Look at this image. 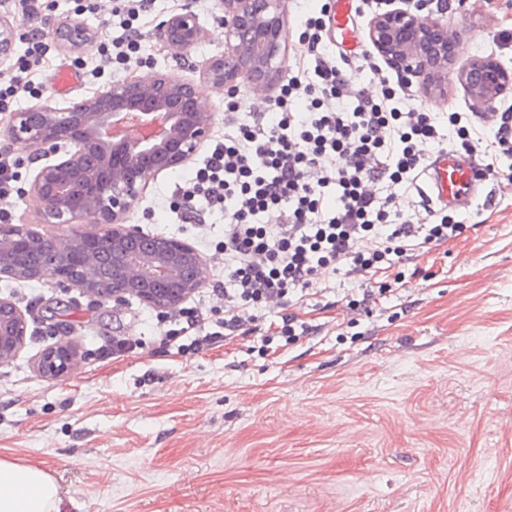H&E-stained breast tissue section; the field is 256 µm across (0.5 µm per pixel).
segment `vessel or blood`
<instances>
[{
  "label": "vessel or blood",
  "instance_id": "b4317fda",
  "mask_svg": "<svg viewBox=\"0 0 512 512\" xmlns=\"http://www.w3.org/2000/svg\"><path fill=\"white\" fill-rule=\"evenodd\" d=\"M354 0H329V24L340 45L356 52L359 47L353 16ZM488 174L476 154L439 150L431 154L423 171L422 193L430 204L466 208L486 187Z\"/></svg>",
  "mask_w": 512,
  "mask_h": 512
}]
</instances>
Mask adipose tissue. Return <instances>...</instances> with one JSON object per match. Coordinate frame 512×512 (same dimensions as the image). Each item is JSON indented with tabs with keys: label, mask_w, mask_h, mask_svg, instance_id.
Returning <instances> with one entry per match:
<instances>
[{
	"label": "adipose tissue",
	"mask_w": 512,
	"mask_h": 512,
	"mask_svg": "<svg viewBox=\"0 0 512 512\" xmlns=\"http://www.w3.org/2000/svg\"><path fill=\"white\" fill-rule=\"evenodd\" d=\"M68 503L42 467L0 458V512H66Z\"/></svg>",
	"instance_id": "obj_1"
}]
</instances>
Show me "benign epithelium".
Wrapping results in <instances>:
<instances>
[{"label":"benign epithelium","instance_id":"7a95c632","mask_svg":"<svg viewBox=\"0 0 512 512\" xmlns=\"http://www.w3.org/2000/svg\"><path fill=\"white\" fill-rule=\"evenodd\" d=\"M224 37L230 51L212 60L203 81L234 92L258 93L282 77L281 52L287 41L283 0H220ZM59 44L82 50L94 42L77 20L57 25ZM14 27L0 19V62L8 59ZM205 36L189 8L170 14L154 37L186 51ZM373 47L396 70L420 80L430 94L448 78L456 40L448 26L397 8L376 15L369 29ZM459 83L483 105L512 83L495 59H473L457 72ZM214 113L199 86L173 74L116 79L93 95L57 108L43 103L14 112L0 133L45 160L26 194L38 204L44 224H95L94 232L47 235L33 228L0 224V275L66 282L83 294L123 303L135 297L155 308L181 305L202 287L201 255L189 243L166 236L145 238L126 216L159 174L175 169L210 138ZM59 252L65 268L30 264V252ZM26 319L11 300L0 299V363L11 361L25 344ZM76 354L68 342L46 348L38 370L50 377L70 371Z\"/></svg>","mask_w":512,"mask_h":512}]
</instances>
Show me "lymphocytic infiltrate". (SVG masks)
I'll return each mask as SVG.
<instances>
[{
  "label": "lymphocytic infiltrate",
  "instance_id": "lymphocytic-infiltrate-1",
  "mask_svg": "<svg viewBox=\"0 0 512 512\" xmlns=\"http://www.w3.org/2000/svg\"><path fill=\"white\" fill-rule=\"evenodd\" d=\"M80 13H106L110 37L100 43L92 76L141 65L145 37L139 19L148 0H76ZM26 48L0 71V112L36 89L34 77L55 45L40 0H19ZM329 28L324 15L308 17L300 53L314 68L297 67L268 111L238 124L176 190L174 208L184 223H199L196 204L224 210V266L212 291L224 298L218 330L249 336L260 318L279 313L265 343L295 341L310 326L287 312L290 292L306 291L342 273L361 279L358 305L369 308L390 287L383 274L409 264L427 246H440L463 226L447 210L429 223L403 214L383 182L416 184L431 149L443 143V125L429 112L407 108L405 87L383 84L380 95L358 90L340 66L319 54ZM453 112L461 147L482 156L489 176L500 157L512 156V113H501L490 142L472 137ZM377 238L375 248L362 247Z\"/></svg>",
  "mask_w": 512,
  "mask_h": 512
}]
</instances>
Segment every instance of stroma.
Here are the masks:
<instances>
[{"mask_svg":"<svg viewBox=\"0 0 512 512\" xmlns=\"http://www.w3.org/2000/svg\"><path fill=\"white\" fill-rule=\"evenodd\" d=\"M205 38L183 54L146 40L148 65L131 77L172 73L199 83L215 112L214 136L266 111L274 89L241 91L233 112L203 84L205 66L228 46L219 0H194ZM404 8L444 20L458 38L455 67L492 56L512 71V0H463L440 10L416 0H377L356 23L371 50L375 14ZM96 47L58 49L38 80L43 100L64 107L99 84L55 88L60 69L93 68ZM412 107L438 120L460 112L492 137L456 76L425 96L409 78ZM13 224L42 223L28 196L39 160L19 145ZM186 167L153 180L127 216L152 235L192 244L211 289L224 254V213L183 223L169 208ZM463 233L421 252L416 275L373 305L349 308L358 280L337 275L326 290L290 294L316 332L267 352L260 335L178 353L168 324L132 298L118 304L47 280L0 275V298L27 322L26 344L0 364V455L41 465L69 512H512V181L489 179L461 213ZM116 336L141 347L112 355ZM70 341L77 354L62 378L37 370L41 353Z\"/></svg>","mask_w":512,"mask_h":512,"instance_id":"obj_1","label":"stroma"}]
</instances>
